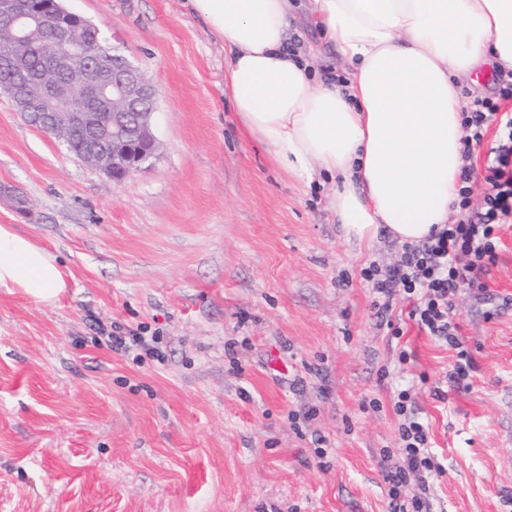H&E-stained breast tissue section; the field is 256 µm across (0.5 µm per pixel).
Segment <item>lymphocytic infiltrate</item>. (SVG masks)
Here are the masks:
<instances>
[{"label":"lymphocytic infiltrate","instance_id":"lymphocytic-infiltrate-1","mask_svg":"<svg viewBox=\"0 0 512 512\" xmlns=\"http://www.w3.org/2000/svg\"><path fill=\"white\" fill-rule=\"evenodd\" d=\"M497 94L473 100L463 117L464 137L458 198L453 207L454 222L433 231L420 244L407 243L399 260L390 266L369 265L361 275L378 296L374 306L379 315H386L395 293H402L409 303L408 317L428 335L449 343L457 350L453 376L466 378L471 359L457 336L452 319L453 298L461 282H468L479 291H486L482 277L497 257L499 231L512 224V114L501 111V101L512 100V74L496 75ZM497 125L501 139L493 147L483 178L473 174L471 159L482 146L490 125ZM481 194V211H471L473 194ZM409 390L397 395L395 409L404 421L400 439L405 466L388 473L386 479L400 487L407 474L432 470L435 466L428 448L429 428L411 414Z\"/></svg>","mask_w":512,"mask_h":512}]
</instances>
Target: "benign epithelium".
<instances>
[{"mask_svg":"<svg viewBox=\"0 0 512 512\" xmlns=\"http://www.w3.org/2000/svg\"><path fill=\"white\" fill-rule=\"evenodd\" d=\"M25 2L23 7L20 0H0V15L11 19L17 39L26 40L34 29L58 27L56 14L43 8L42 0ZM105 55L101 43L66 34L59 50L46 54L31 76L41 86V98L33 102L17 94L14 102L33 126L49 127L61 140L81 133L85 157L112 155V178L121 180L157 152L155 90L126 57L114 52L107 64Z\"/></svg>","mask_w":512,"mask_h":512,"instance_id":"1","label":"benign epithelium"}]
</instances>
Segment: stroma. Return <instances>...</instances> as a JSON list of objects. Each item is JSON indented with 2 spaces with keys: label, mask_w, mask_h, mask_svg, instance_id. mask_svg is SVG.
<instances>
[{
  "label": "stroma",
  "mask_w": 512,
  "mask_h": 512,
  "mask_svg": "<svg viewBox=\"0 0 512 512\" xmlns=\"http://www.w3.org/2000/svg\"><path fill=\"white\" fill-rule=\"evenodd\" d=\"M157 90V154L120 182L0 94V224L59 256L46 306L0 288V512H393V409L410 390L435 470L426 512H512V225L452 316L473 358L415 324L382 326L370 263L345 241L336 182L287 177L224 95V52L187 0H64ZM314 77L349 66L301 10L288 46ZM144 328L157 355L112 348Z\"/></svg>",
  "instance_id": "35a3bbf8"
}]
</instances>
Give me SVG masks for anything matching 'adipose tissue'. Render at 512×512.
Masks as SVG:
<instances>
[{
    "label": "adipose tissue",
    "instance_id": "adipose-tissue-1",
    "mask_svg": "<svg viewBox=\"0 0 512 512\" xmlns=\"http://www.w3.org/2000/svg\"><path fill=\"white\" fill-rule=\"evenodd\" d=\"M223 43L224 92L272 166L341 177L329 201L347 240L428 239L449 223L463 161L454 77L485 58L512 69V0H307L350 74L316 83L289 56L290 0H189ZM0 288L40 303L67 289L58 256L0 224Z\"/></svg>",
    "mask_w": 512,
    "mask_h": 512
}]
</instances>
